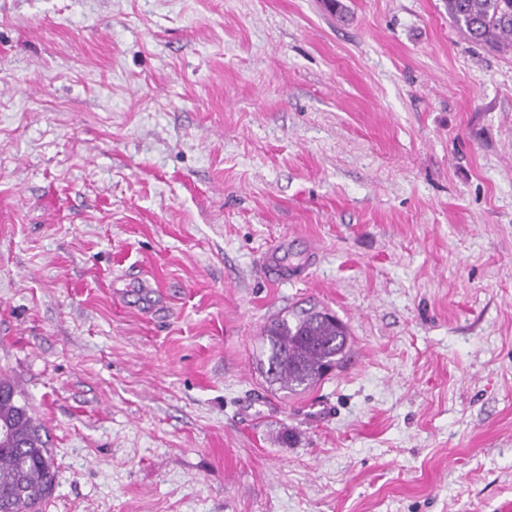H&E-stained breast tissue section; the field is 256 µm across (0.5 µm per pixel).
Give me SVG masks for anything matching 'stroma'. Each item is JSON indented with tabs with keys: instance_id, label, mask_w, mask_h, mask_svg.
Wrapping results in <instances>:
<instances>
[{
	"instance_id": "obj_1",
	"label": "stroma",
	"mask_w": 512,
	"mask_h": 512,
	"mask_svg": "<svg viewBox=\"0 0 512 512\" xmlns=\"http://www.w3.org/2000/svg\"><path fill=\"white\" fill-rule=\"evenodd\" d=\"M344 2L0 0V377L43 512L512 501V51ZM313 305L349 358L287 397L255 355ZM278 254L279 249L277 247L269 248L262 259L261 271L266 279L281 281L288 276V269L284 266L282 258Z\"/></svg>"
}]
</instances>
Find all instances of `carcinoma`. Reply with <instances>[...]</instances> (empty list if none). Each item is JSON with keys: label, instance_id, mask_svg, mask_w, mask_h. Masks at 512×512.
<instances>
[{"label": "carcinoma", "instance_id": "carcinoma-1", "mask_svg": "<svg viewBox=\"0 0 512 512\" xmlns=\"http://www.w3.org/2000/svg\"><path fill=\"white\" fill-rule=\"evenodd\" d=\"M448 17L472 42L496 51L512 48V0H447ZM257 369L272 385L297 394L343 366L349 353L346 326L322 308L291 309L272 320ZM0 426L10 440L0 443V512H39L55 488L47 441L15 384L0 378Z\"/></svg>", "mask_w": 512, "mask_h": 512}]
</instances>
